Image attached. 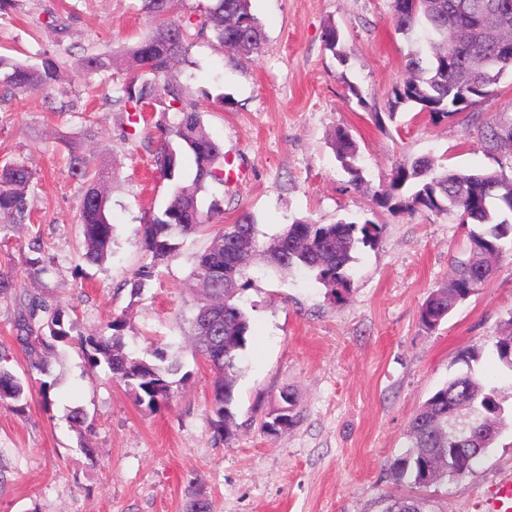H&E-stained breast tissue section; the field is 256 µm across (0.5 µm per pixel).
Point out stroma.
I'll list each match as a JSON object with an SVG mask.
<instances>
[{
	"instance_id": "stroma-1",
	"label": "stroma",
	"mask_w": 512,
	"mask_h": 512,
	"mask_svg": "<svg viewBox=\"0 0 512 512\" xmlns=\"http://www.w3.org/2000/svg\"><path fill=\"white\" fill-rule=\"evenodd\" d=\"M251 8L266 34L261 52L229 51L207 37L195 40L187 62L177 66L237 173L209 186L202 205L219 203L217 224L251 214L270 237L298 218L370 219L382 231L374 247L356 253L352 288L340 300L308 271H276L262 257L251 260V284L242 294L251 336L237 384L239 428L227 443L213 429V374L187 340L195 256L210 235L186 239L140 295L124 285L146 261L143 218L161 214L168 200L166 181L152 176L149 163L163 116L143 113L134 133H126L122 113L98 109L123 67L108 76L77 75L83 54L122 56L151 31V18L140 0H19L0 15L1 54L30 64L50 56L61 71L44 91L0 94V164L23 159L39 174L28 194L31 223L0 224V272L33 288L24 258L29 241L41 237L49 259L41 281L73 308L79 332L124 317L128 350L161 343L184 375L169 403L152 412L107 367L88 369L74 344L61 346L50 375L29 372L13 331L16 301L0 297V365L31 389L23 410L0 404V512H184L200 496L211 512H384L390 497L413 493L390 464L406 449L412 417L464 370L461 353L480 351L479 370L512 382V371L492 353L493 336L512 317V249L485 286L437 329H426L420 307L466 258V229L450 217L392 212L373 199L403 160L431 156L453 169L512 167L511 153L491 156L483 147L488 126L512 123V75L469 112L433 123L403 108L392 118L388 101L415 44L396 32L390 0H251ZM49 12L63 18L66 33L33 26L34 17ZM331 22L343 33L341 61L323 41ZM352 84L362 98L349 92ZM221 92L232 97V108L213 102ZM70 100L78 111L64 109ZM85 109L96 122L89 139ZM339 127L359 146L366 183L358 191L331 145ZM72 144L115 171L108 203L112 255L100 266L82 258L77 219L85 186L68 169ZM45 381L53 384L46 400ZM285 389L295 395L296 423L262 432ZM76 408L91 429L71 426ZM88 447L93 456L85 455ZM507 473L511 428L473 474L421 495L429 512H477L478 501Z\"/></svg>"
}]
</instances>
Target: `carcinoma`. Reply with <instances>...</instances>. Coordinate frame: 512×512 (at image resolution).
Here are the masks:
<instances>
[{"label": "carcinoma", "mask_w": 512, "mask_h": 512, "mask_svg": "<svg viewBox=\"0 0 512 512\" xmlns=\"http://www.w3.org/2000/svg\"><path fill=\"white\" fill-rule=\"evenodd\" d=\"M177 5L178 0H142L153 30L127 49V77L113 85L112 95L105 97L101 108L107 112L117 108L131 124L137 122L145 103L163 115L174 112L179 116L173 124L156 125L159 140L150 151L151 166L170 183V195L161 215L152 214L142 224L141 240L149 262L126 285L131 294H140L158 268L177 257L183 240L211 232L209 247L196 257V298L190 324L195 348L213 371L214 432L228 442L237 428L236 384L250 325L241 304V294L249 284V265L236 266L226 243L245 231L251 236L252 251L264 253L273 266L306 269L332 297L341 299L352 286L349 271L354 254L362 246L377 244L381 225L369 219L361 224L300 219L266 240L259 237L251 215L244 214L233 224L213 228L210 214L219 204L214 202L205 211L200 195L212 184H224V148L206 131L199 103L189 98L175 62L186 60L195 37L210 33L227 49L257 52L265 45L266 35L250 9V0H214L206 18L195 24L179 16ZM390 7L398 33L425 40V48L405 56L407 77L392 90L390 114L404 105L429 115L434 123L489 100L495 86L512 73V54L501 56L490 36L495 29H512V0H390ZM323 41L345 62L336 24L325 27ZM81 65L90 74H107L114 68V58L90 52ZM57 77L58 63L51 57L28 65L0 54V87L40 91ZM484 143L488 151L512 152V123L488 127ZM334 148L350 183L360 187L364 176L356 140L338 128ZM187 157L193 160L189 176L184 174ZM69 170L86 183L79 211L84 258L99 265L112 252L107 186L114 172L76 147L71 149ZM35 180L37 172L23 160L0 167L1 223L30 220L28 192ZM375 201L393 211L451 215L461 224L474 226L468 234V258L454 266L448 283L435 289L420 308V322L428 330L439 326L458 303L485 285L493 262L512 240V183L497 170H440L427 158L398 162L392 167L388 189L376 195ZM43 263V244L37 238L25 259L31 279H39ZM14 327L29 367L42 375L49 374L58 345L75 339L88 368L107 366L137 405L157 411L174 393L172 377L179 363L152 342L140 354L128 351L121 318L112 319L94 334L74 338L75 321L69 307L41 290L24 289ZM493 346L499 362L512 371V317L501 325ZM479 361L480 353H467L463 357L467 370L449 378L412 418L408 451L391 464L396 479L408 478L420 488L440 478L466 477L503 429L512 426V410L504 406L505 390L512 389V383L505 387L480 377L474 370ZM27 396L24 381L0 366V402L19 403ZM455 448L467 452L456 454ZM385 512H425L424 502L419 497L398 498Z\"/></svg>", "instance_id": "1"}]
</instances>
